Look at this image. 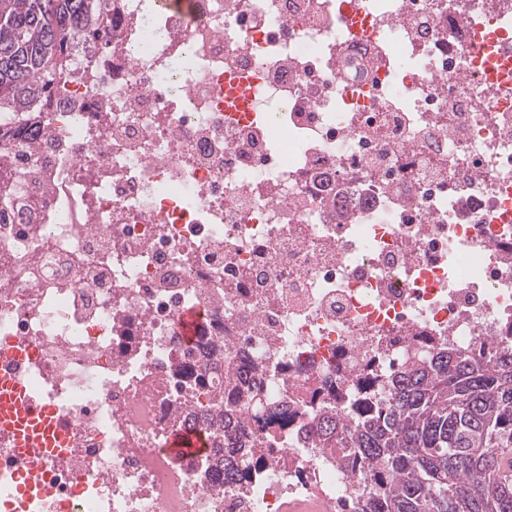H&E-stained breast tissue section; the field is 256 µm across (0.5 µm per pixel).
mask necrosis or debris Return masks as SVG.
Returning <instances> with one entry per match:
<instances>
[{
  "label": "necrosis or debris",
  "instance_id": "4bbe7bcc",
  "mask_svg": "<svg viewBox=\"0 0 512 512\" xmlns=\"http://www.w3.org/2000/svg\"><path fill=\"white\" fill-rule=\"evenodd\" d=\"M104 24L48 111L0 118V378L69 430L30 512L77 486L76 512H339L361 471L274 421L240 434L266 452L245 483L168 439L231 379L304 424L430 345L512 353V0H113ZM24 459L0 427V505Z\"/></svg>",
  "mask_w": 512,
  "mask_h": 512
}]
</instances>
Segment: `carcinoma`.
<instances>
[{
	"instance_id": "cac0c4a2",
	"label": "carcinoma",
	"mask_w": 512,
	"mask_h": 512,
	"mask_svg": "<svg viewBox=\"0 0 512 512\" xmlns=\"http://www.w3.org/2000/svg\"><path fill=\"white\" fill-rule=\"evenodd\" d=\"M112 0H0V116L46 112L58 75L69 70L65 45L101 41ZM235 415L224 421V482L262 467L241 468L237 431L248 417L294 415L267 402L254 379L228 382ZM316 447L341 467L366 466L365 491L348 512H512V355H461L435 346L425 361L401 368L366 413L329 411L312 424Z\"/></svg>"
}]
</instances>
